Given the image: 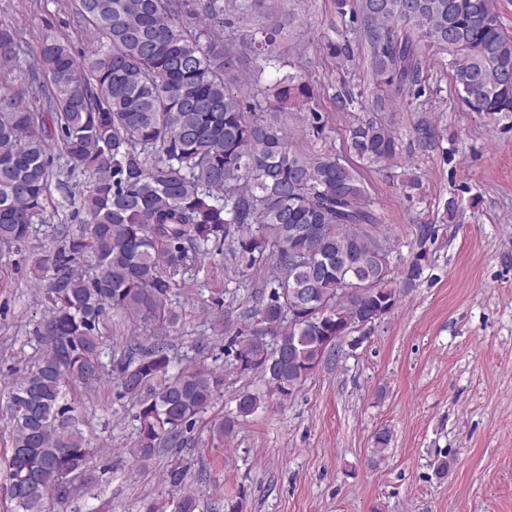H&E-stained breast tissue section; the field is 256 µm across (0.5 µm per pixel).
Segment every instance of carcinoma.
Returning a JSON list of instances; mask_svg holds the SVG:
<instances>
[{"label": "carcinoma", "instance_id": "carcinoma-1", "mask_svg": "<svg viewBox=\"0 0 512 512\" xmlns=\"http://www.w3.org/2000/svg\"><path fill=\"white\" fill-rule=\"evenodd\" d=\"M246 0H79L96 46L77 53L58 40L42 43L35 66L48 107L31 112L23 97L0 91V245L28 242L44 210L53 149L84 176L76 225L35 260V279L51 273L42 355L8 388L11 452L5 459L16 512H48L91 493L98 448L80 428L72 389L107 381L101 361L109 313L133 329L161 332L177 322L167 307L181 268L225 242L268 271L249 322L233 337L234 370L256 373L267 394L293 396L323 359L340 352L362 323L391 313L396 291L380 240L379 220L357 168L337 158L310 159L293 148L276 116L253 111L249 94L227 73L243 56L272 60L279 28L224 43L226 10ZM198 20L197 31L180 24ZM352 20L368 60L375 111L422 90L421 46L448 55L462 101L491 121L512 120V37L496 0H355ZM21 45L0 31V66L18 63ZM279 110H309L313 91L288 72L266 88ZM349 151L372 166L395 158L389 123L372 116L350 129ZM299 251L313 262L288 267ZM374 282L357 291L356 279ZM114 365L121 394L136 408L127 454L146 468L176 442L183 426L207 413L224 375L191 367L170 373L171 345L148 347L132 336ZM265 394V395H267ZM265 395L239 394L247 418ZM391 433L374 435L370 463L385 460ZM174 512H196L184 474L172 470Z\"/></svg>", "mask_w": 512, "mask_h": 512}]
</instances>
